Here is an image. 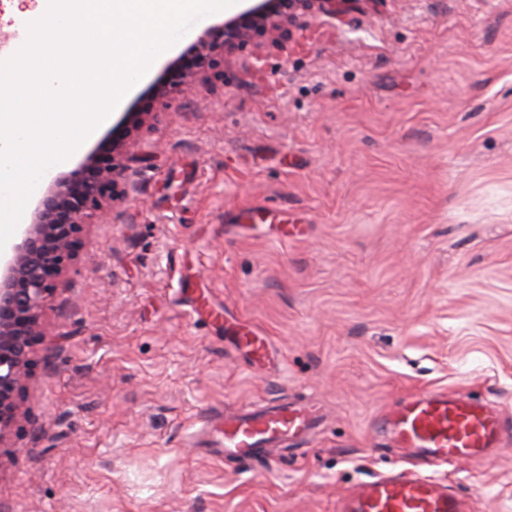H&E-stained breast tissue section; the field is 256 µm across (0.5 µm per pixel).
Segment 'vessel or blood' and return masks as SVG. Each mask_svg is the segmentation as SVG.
<instances>
[{
  "mask_svg": "<svg viewBox=\"0 0 512 512\" xmlns=\"http://www.w3.org/2000/svg\"><path fill=\"white\" fill-rule=\"evenodd\" d=\"M230 330L255 362L269 359L271 346L266 337L239 324ZM321 417L317 405L273 401L218 416L212 421L216 437L209 440L208 453L220 461L231 457L249 462L257 459L259 449L310 438ZM378 423L398 447L433 466L488 456L499 446L502 434L498 413L461 394L439 389L407 398L383 412ZM336 512H473V506L440 480L405 469L353 487L337 502Z\"/></svg>",
  "mask_w": 512,
  "mask_h": 512,
  "instance_id": "1",
  "label": "vessel or blood"
}]
</instances>
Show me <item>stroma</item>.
Returning <instances> with one entry per match:
<instances>
[{
  "mask_svg": "<svg viewBox=\"0 0 512 512\" xmlns=\"http://www.w3.org/2000/svg\"><path fill=\"white\" fill-rule=\"evenodd\" d=\"M299 23L303 48L254 37L221 81L164 97L180 41L61 166L126 139L112 219L77 235L33 340L0 512H334L404 467L374 421L423 389L512 429V0ZM210 311L267 336L269 360ZM302 398L324 424L267 463L216 461L194 436L205 410ZM430 474L512 512V439Z\"/></svg>",
  "mask_w": 512,
  "mask_h": 512,
  "instance_id": "obj_1",
  "label": "stroma"
}]
</instances>
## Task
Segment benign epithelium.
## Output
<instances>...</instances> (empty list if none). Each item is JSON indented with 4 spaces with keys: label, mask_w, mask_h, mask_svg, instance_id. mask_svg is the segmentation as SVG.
I'll return each instance as SVG.
<instances>
[{
    "label": "benign epithelium",
    "mask_w": 512,
    "mask_h": 512,
    "mask_svg": "<svg viewBox=\"0 0 512 512\" xmlns=\"http://www.w3.org/2000/svg\"><path fill=\"white\" fill-rule=\"evenodd\" d=\"M374 2L244 0L241 10L224 24L197 35L199 71L206 75L218 70L224 52L256 30L270 36V46H286L289 25L296 22L298 9L315 8L334 17L344 5ZM126 171L127 166L120 162L101 164L92 153L80 168L55 178L32 211L20 240L0 264V441L18 418V396L28 379L32 339L43 335L42 313L54 291L53 277L71 260L73 241L82 226L105 214L106 199L113 198Z\"/></svg>",
    "instance_id": "obj_1"
}]
</instances>
